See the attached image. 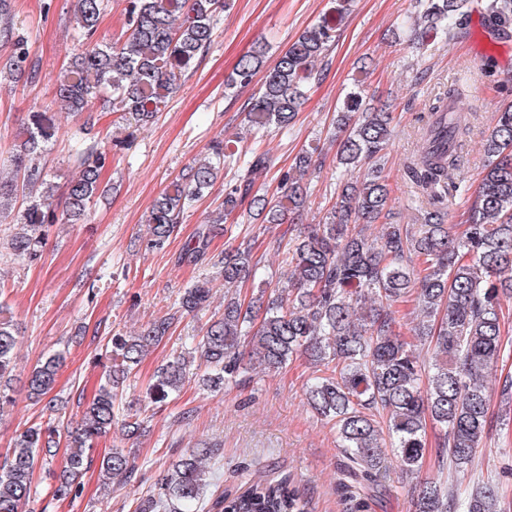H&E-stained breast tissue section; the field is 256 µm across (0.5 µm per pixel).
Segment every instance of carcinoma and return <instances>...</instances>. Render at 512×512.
I'll return each mask as SVG.
<instances>
[{
	"mask_svg": "<svg viewBox=\"0 0 512 512\" xmlns=\"http://www.w3.org/2000/svg\"><path fill=\"white\" fill-rule=\"evenodd\" d=\"M481 7L506 33L512 29V0H415V27L410 40L428 49L446 39ZM227 0H128L119 36L94 42L107 0H77L76 38L82 48L60 80L55 97L75 114L91 112L101 101L114 112L137 121L161 110L181 77L210 45L215 17ZM347 5L336 16H323L307 28L264 77L250 109L251 126L274 124L286 130L307 100ZM263 53L244 55L227 80V88L247 86L259 71ZM29 59L27 42L17 39L9 67L18 70ZM464 97L460 85L448 87L429 103L432 120L417 160L405 165L419 194L427 199L419 224H389L390 189L380 169L360 180L337 184L336 202L324 222L309 224L287 243L286 281L257 282L255 304L243 307L229 294L224 316L192 337L193 347L173 356L157 370L151 400L162 404L189 380L195 359L204 371L198 382L208 390L239 384L255 369L277 372L297 356L306 357L319 374L305 387L308 405L336 428L343 472L358 490L375 491L386 476L387 459L398 458L406 477L415 481V512H502L500 496L490 482L475 481L471 472L481 444L493 426L512 425V376L501 384V409L489 413L486 374L504 357L500 296H512V103L502 104L495 124L483 139L488 158L480 190L471 205L470 222L461 230L445 223L444 199L466 194L465 181L452 178L458 151L471 133L467 113L448 111ZM390 113L366 102L360 91L348 94L337 119L340 141L337 164L352 173L385 150ZM50 126L38 118L10 155L9 176L0 177V211L12 207L20 194L38 193L37 200L16 216L8 242L12 255L34 261L50 227L57 223L56 201L64 198L67 221L79 222L100 191V173L107 154L95 145L75 149L79 173L63 192L47 179L41 166ZM241 164L242 174L224 186V200L207 223L185 243L184 257L204 259L209 238L228 232L226 216L242 203L269 224H288L308 196L304 173L312 156L302 154L282 173L280 192L267 197L253 191L252 175L267 168L266 153L254 149L226 152L219 142L212 158L191 167L153 202L146 223L148 247L160 248L177 231L192 202L209 193L221 162ZM215 274L202 273L185 289L180 308L201 309L209 300L215 276L233 288L256 275L259 261L250 244L229 245L208 259ZM414 303L420 318L409 332L430 352L429 359L404 338L406 323L398 306ZM175 316L153 319L133 335L113 334L107 341L102 378L86 402L80 421L66 427L69 452L58 475L54 496L75 498L80 478L93 462L95 440L117 423L124 384L145 353L170 330ZM13 325L0 320V411L12 403ZM65 363L62 353L49 355L28 380L30 395L48 393ZM441 433L436 453L438 472L450 470L455 483L440 478L418 479L425 464L426 429ZM57 426L33 425L19 433L0 461V512H27L32 476L51 455ZM213 450L197 448L173 461L160 476L158 496L139 512H199L209 485L205 463ZM134 465L121 450L100 462L103 482L131 479ZM213 512H308L286 480L257 481L240 494L219 496Z\"/></svg>",
	"mask_w": 512,
	"mask_h": 512,
	"instance_id": "obj_1",
	"label": "carcinoma"
}]
</instances>
